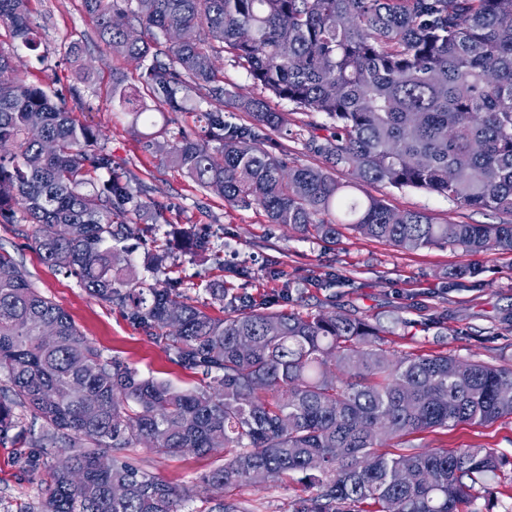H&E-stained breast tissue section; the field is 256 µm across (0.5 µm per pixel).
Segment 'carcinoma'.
<instances>
[{
	"label": "carcinoma",
	"mask_w": 512,
	"mask_h": 512,
	"mask_svg": "<svg viewBox=\"0 0 512 512\" xmlns=\"http://www.w3.org/2000/svg\"><path fill=\"white\" fill-rule=\"evenodd\" d=\"M29 0H0V24L38 47ZM98 40L149 61L142 84L172 110L189 78L221 103L212 43L224 45L274 96L324 118L311 139L322 159L291 167L270 151L288 135L284 114L235 96L252 123L193 107L205 138L183 137L165 160L234 207L262 208L272 224L336 240L349 226L404 250L452 247L512 252V222L440 223L350 196L356 182L425 190L457 204L512 216V0H83ZM112 101L148 119L138 88L118 78ZM99 134L80 125L0 54V219L32 236L47 265L74 275L90 296L119 308L144 332H165L181 368L201 375L179 389L106 358L71 316L0 252V443L40 422L36 448H60L72 468L50 467L29 512H183L189 493L121 460L141 445L161 453L228 452L202 478L214 512H246L224 491L262 472L310 492L292 512H460L502 465L497 452L419 450L411 436L459 423L512 417V366L448 354L396 355L381 330L336 312L305 316L252 301L214 318L173 281L137 275L128 241L137 193L112 177ZM96 174L93 190L88 176ZM55 224L54 238L42 226ZM52 327V346L40 336ZM55 399L46 402L43 393ZM399 449L389 455L386 444ZM112 465L101 469L97 458Z\"/></svg>",
	"instance_id": "carcinoma-1"
}]
</instances>
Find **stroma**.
I'll return each mask as SVG.
<instances>
[{"instance_id":"obj_1","label":"stroma","mask_w":512,"mask_h":512,"mask_svg":"<svg viewBox=\"0 0 512 512\" xmlns=\"http://www.w3.org/2000/svg\"><path fill=\"white\" fill-rule=\"evenodd\" d=\"M29 17L40 41L38 54L15 48L2 27L0 50L13 55L18 71L29 80L62 98L74 119L99 131L112 157L113 175H133L142 182L136 221L148 225L150 235L161 240L173 225L193 227L194 250L176 253L161 272L162 278L179 282L184 297L217 317L223 316L225 302L246 297L264 298L275 308L303 315L336 311L383 326V345L397 354L449 353L466 361L512 364V253L450 247L409 251L345 227L332 243L270 223L261 208L230 206L165 163L159 150L184 135L202 136L193 112L172 111L150 96V123L141 125L140 135L130 132L129 116L112 106V81L121 78L139 85L143 66L99 45L96 21L82 0H31ZM213 57L225 88L263 100L268 109L287 116L289 134L276 139L275 153L285 154L292 165H318L319 157L306 145L314 133L308 116L254 83L231 54L217 51ZM84 63L89 70L83 77L79 68ZM147 133L156 136L157 146H146ZM355 193L382 199L398 212L427 213L439 222L501 220L500 214L465 208L422 190L362 183ZM0 250L14 258L43 296L71 316L103 356L178 388L197 385L198 376L173 362L163 340L147 336L118 308L90 296L77 278L45 265L14 225L0 223ZM459 266L478 267L481 274L475 279L449 278V270ZM220 286L225 289L221 302L210 294ZM30 425V415H23L19 441L0 443V512H27L46 488L56 449L40 450V466L34 470L17 461L18 454L31 450ZM413 442L429 449H495L505 461L503 468L463 510L512 512V417L425 432ZM123 457L177 489L188 490L191 497L184 512H209L201 479L223 464V451L160 454L136 447L125 449ZM305 494L297 481H267L234 491L247 512H290L293 501Z\"/></svg>"}]
</instances>
